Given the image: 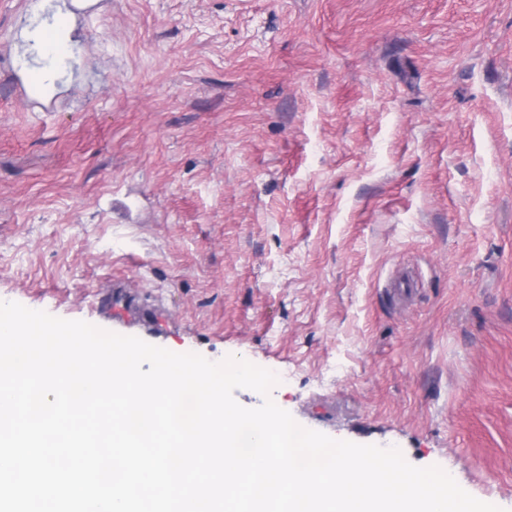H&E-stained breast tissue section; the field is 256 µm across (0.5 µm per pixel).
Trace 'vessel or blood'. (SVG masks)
Returning <instances> with one entry per match:
<instances>
[{
  "mask_svg": "<svg viewBox=\"0 0 512 512\" xmlns=\"http://www.w3.org/2000/svg\"><path fill=\"white\" fill-rule=\"evenodd\" d=\"M100 310L103 318L111 321L115 333L123 335L137 331L157 344L169 336V325L164 319L166 306L142 299L123 281H113L111 289L101 298Z\"/></svg>",
  "mask_w": 512,
  "mask_h": 512,
  "instance_id": "b4317fda",
  "label": "vessel or blood"
}]
</instances>
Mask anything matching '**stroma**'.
I'll list each match as a JSON object with an SVG mask.
<instances>
[{"label":"stroma","mask_w":512,"mask_h":512,"mask_svg":"<svg viewBox=\"0 0 512 512\" xmlns=\"http://www.w3.org/2000/svg\"><path fill=\"white\" fill-rule=\"evenodd\" d=\"M115 279L512 512V0H0V299L96 325ZM70 32L68 23L57 18L52 25L36 31L34 36L42 53L63 57L70 47Z\"/></svg>","instance_id":"obj_1"}]
</instances>
